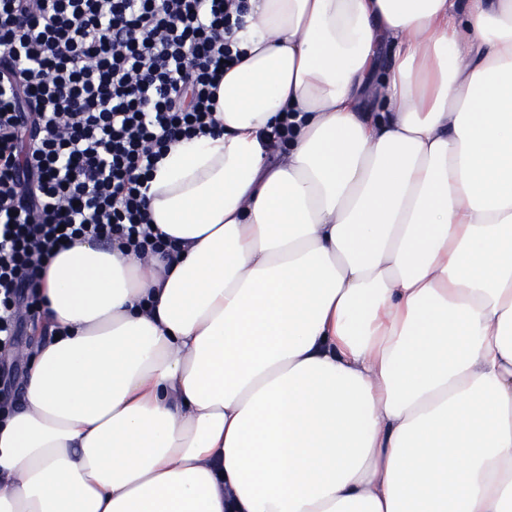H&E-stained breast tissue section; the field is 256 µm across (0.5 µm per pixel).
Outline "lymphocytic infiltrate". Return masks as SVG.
<instances>
[{"label":"lymphocytic infiltrate","mask_w":512,"mask_h":512,"mask_svg":"<svg viewBox=\"0 0 512 512\" xmlns=\"http://www.w3.org/2000/svg\"><path fill=\"white\" fill-rule=\"evenodd\" d=\"M245 0H0V354L41 312L37 271L92 238L169 255L145 182L213 132Z\"/></svg>","instance_id":"lymphocytic-infiltrate-1"}]
</instances>
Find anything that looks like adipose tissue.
I'll return each mask as SVG.
<instances>
[{
	"label": "adipose tissue",
	"instance_id": "ef3b65f1",
	"mask_svg": "<svg viewBox=\"0 0 512 512\" xmlns=\"http://www.w3.org/2000/svg\"><path fill=\"white\" fill-rule=\"evenodd\" d=\"M247 3L178 253L47 266L0 512H512V0Z\"/></svg>",
	"mask_w": 512,
	"mask_h": 512
}]
</instances>
